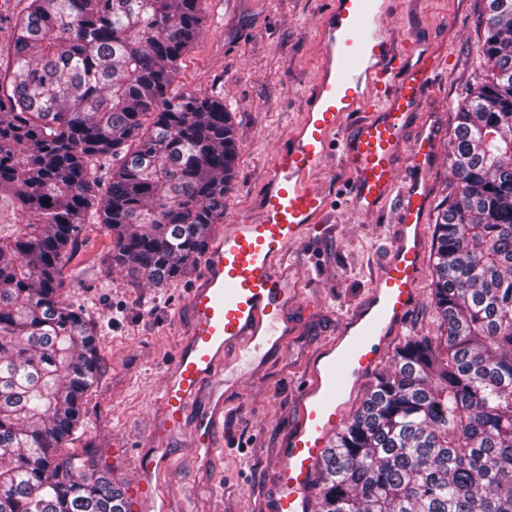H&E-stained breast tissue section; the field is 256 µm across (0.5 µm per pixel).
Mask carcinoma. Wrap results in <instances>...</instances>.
I'll return each mask as SVG.
<instances>
[{"label":"carcinoma","instance_id":"1","mask_svg":"<svg viewBox=\"0 0 512 512\" xmlns=\"http://www.w3.org/2000/svg\"><path fill=\"white\" fill-rule=\"evenodd\" d=\"M203 0H29L0 82V512H129L66 451L100 374L61 270L99 205L112 264L153 286L205 253L237 157L217 96L170 92ZM488 81L454 112L434 222L445 326L399 347L320 464L319 512H512V0H487ZM112 156L96 198L95 159Z\"/></svg>","mask_w":512,"mask_h":512}]
</instances>
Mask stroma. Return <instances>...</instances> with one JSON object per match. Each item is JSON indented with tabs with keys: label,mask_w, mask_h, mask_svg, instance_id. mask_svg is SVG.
<instances>
[{
	"label": "stroma",
	"mask_w": 512,
	"mask_h": 512,
	"mask_svg": "<svg viewBox=\"0 0 512 512\" xmlns=\"http://www.w3.org/2000/svg\"><path fill=\"white\" fill-rule=\"evenodd\" d=\"M329 0H203V34L178 64L175 93L213 94L235 117L238 156L224 208L225 223L254 209L275 148L300 122L321 66L317 27ZM484 0H392L385 21L395 47L436 56L433 85L418 102L405 139L426 133L435 152L422 172L429 199L424 241L432 243L438 207L453 190L449 168L453 112L482 84L486 66L477 53L484 37ZM396 199L371 214L338 199L328 223L288 249L295 268L291 331L282 350L225 389L226 431L234 444L205 461L190 431L161 442L170 458L164 476L172 512H266L281 450L295 423L307 369L336 337L343 317L368 293L392 241ZM87 224L63 269L64 298L93 326L101 376L85 400L73 448L134 500L140 456L155 424L163 374L184 338L186 291L201 266L153 287L114 266L112 237L88 211ZM431 262L423 260L419 300L391 347L412 336H432L440 318L431 302Z\"/></svg>",
	"instance_id": "35a3bbf8"
}]
</instances>
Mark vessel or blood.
<instances>
[{
    "label": "vessel or blood",
    "instance_id": "vessel-or-blood-1",
    "mask_svg": "<svg viewBox=\"0 0 512 512\" xmlns=\"http://www.w3.org/2000/svg\"><path fill=\"white\" fill-rule=\"evenodd\" d=\"M388 0H333L318 31L322 67L302 120L277 149L256 210L225 225L190 289L189 326L163 376L154 438L192 429L197 450L217 451L224 401L206 391L235 385L246 368L284 347L295 297L288 246L327 219L331 194L321 174L333 152L349 172L354 211L399 197V220L369 296L344 317L336 339L308 367L296 423L282 450L267 512H312L317 462L345 420L346 395L373 373L415 305L427 188L398 182L408 120L439 66L436 57L396 50L384 29ZM165 449L139 460L140 512H168Z\"/></svg>",
    "mask_w": 512,
    "mask_h": 512
}]
</instances>
